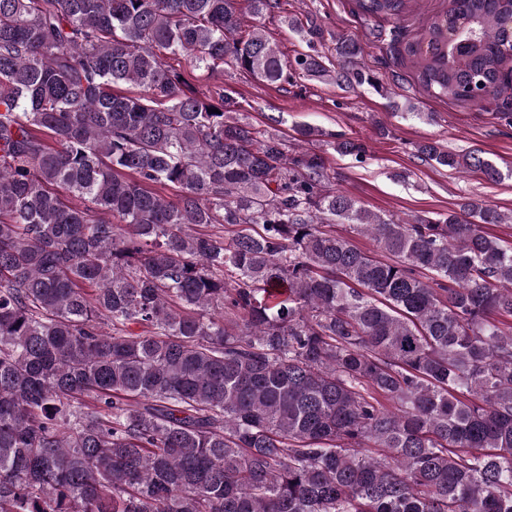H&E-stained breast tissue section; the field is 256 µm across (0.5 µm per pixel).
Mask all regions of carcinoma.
I'll return each mask as SVG.
<instances>
[{
	"label": "carcinoma",
	"mask_w": 512,
	"mask_h": 512,
	"mask_svg": "<svg viewBox=\"0 0 512 512\" xmlns=\"http://www.w3.org/2000/svg\"><path fill=\"white\" fill-rule=\"evenodd\" d=\"M276 2L0 0V512H512V216L371 212L325 133L290 152L190 82L288 81L243 30ZM405 51L436 98L499 91L512 0H449Z\"/></svg>",
	"instance_id": "carcinoma-1"
}]
</instances>
